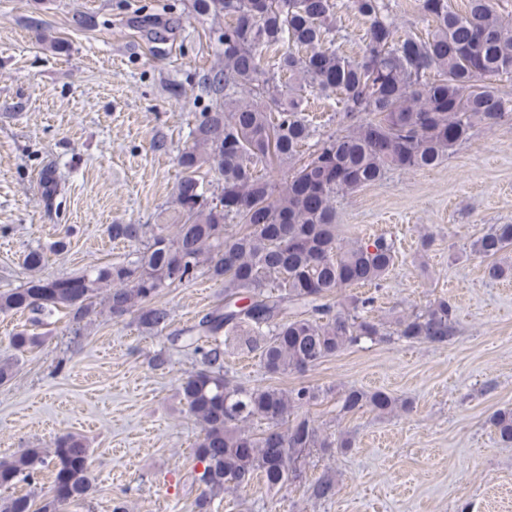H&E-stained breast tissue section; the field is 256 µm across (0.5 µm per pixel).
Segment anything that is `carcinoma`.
I'll return each instance as SVG.
<instances>
[{"mask_svg": "<svg viewBox=\"0 0 512 512\" xmlns=\"http://www.w3.org/2000/svg\"><path fill=\"white\" fill-rule=\"evenodd\" d=\"M366 20L359 52L336 48L341 6ZM430 21L426 36L399 35L388 19L387 0H194V9L225 19L219 41L224 65L209 83L215 95L199 113L179 156L182 175L174 205L177 229L143 240L141 224H112V239L135 247L128 262L93 266L63 277L34 276L0 292V313L50 314L65 309L76 323L91 312L102 289L114 317L135 312L142 327L161 331L166 308L155 299L166 288L194 278L200 269L224 284V304L206 313L200 329L213 339L201 350L208 368L181 383L180 395L201 427L195 456L207 488L199 512L212 497L256 478L269 488L294 480V466L318 451L354 447L349 432L331 439L295 412L316 403L320 389L300 386L244 388L224 376V355H258L273 375L301 373L345 349L398 336L446 344L456 334L452 305L435 300L398 317L393 326L371 316L374 298L352 295L334 311L327 299L342 288H379L396 259L395 240L340 241L336 199L382 180L390 170L439 165L468 142L481 125L512 122V100L492 79L512 74V24L494 0H467L460 12L448 0H420ZM336 98L351 121L315 138L305 113L307 96ZM312 149L302 158L304 148ZM293 165L282 182L265 170ZM222 180L206 195V176ZM238 230L231 233L228 227ZM488 260L485 276L511 280L512 264L497 256L512 249V224H493L471 244ZM398 399L351 388L340 412L369 406L379 413ZM263 420L257 434L244 426ZM495 435L512 445V409L490 419ZM85 441L67 434L53 443L57 494L37 504L29 495L0 500V512H58L61 503L91 494ZM42 452L0 458V487L33 476ZM311 497L336 494L323 475Z\"/></svg>", "mask_w": 512, "mask_h": 512, "instance_id": "obj_1", "label": "carcinoma"}]
</instances>
